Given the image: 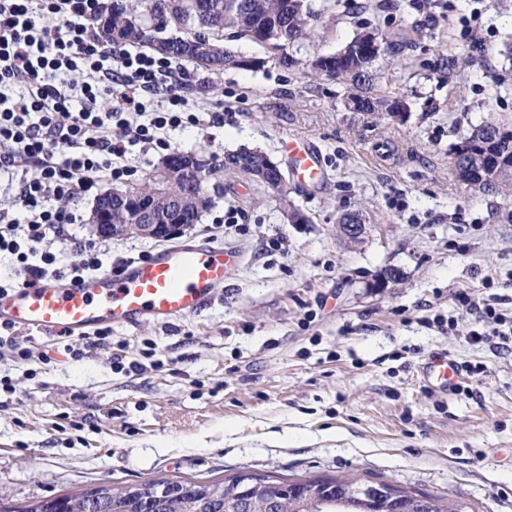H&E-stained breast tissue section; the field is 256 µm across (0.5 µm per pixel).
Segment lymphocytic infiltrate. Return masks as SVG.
Returning <instances> with one entry per match:
<instances>
[{"label": "lymphocytic infiltrate", "instance_id": "obj_1", "mask_svg": "<svg viewBox=\"0 0 512 512\" xmlns=\"http://www.w3.org/2000/svg\"><path fill=\"white\" fill-rule=\"evenodd\" d=\"M98 2L0 0V177L17 188L0 199V254L18 262V288L101 270L103 250L79 239L75 261L57 266L50 239L79 223L75 201L95 180L132 176L133 150H169L164 131L224 120L186 110L173 58L105 47L92 25ZM455 298L477 316L473 342L512 340V316L473 292Z\"/></svg>", "mask_w": 512, "mask_h": 512}]
</instances>
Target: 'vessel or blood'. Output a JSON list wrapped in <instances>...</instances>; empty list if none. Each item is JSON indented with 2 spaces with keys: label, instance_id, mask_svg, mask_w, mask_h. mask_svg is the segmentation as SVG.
<instances>
[{
  "label": "vessel or blood",
  "instance_id": "vessel-or-blood-1",
  "mask_svg": "<svg viewBox=\"0 0 512 512\" xmlns=\"http://www.w3.org/2000/svg\"><path fill=\"white\" fill-rule=\"evenodd\" d=\"M291 174L314 185L323 177L319 155L302 139L284 144ZM240 263L239 253L210 244L185 243L125 263L120 272L77 282L53 278L0 292V324L45 335L87 336L102 326H134L142 319L172 320L196 313ZM462 369L444 354L428 358L422 378L431 387L454 391Z\"/></svg>",
  "mask_w": 512,
  "mask_h": 512
}]
</instances>
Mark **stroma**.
<instances>
[{"label": "stroma", "mask_w": 512, "mask_h": 512, "mask_svg": "<svg viewBox=\"0 0 512 512\" xmlns=\"http://www.w3.org/2000/svg\"><path fill=\"white\" fill-rule=\"evenodd\" d=\"M314 38L297 64L247 39L258 71L207 75L182 93L224 121L168 132L172 150L224 155L257 148L288 169L283 138L321 153L320 185L289 181L287 211L248 177L225 173L224 197L187 239L236 249L241 262L196 314L112 330L109 346L16 329L29 361H0L15 388L0 397V496L31 503L103 484L159 477L221 480L240 471L288 480L345 476L512 512V352L469 341L466 290L512 314V191L456 180L455 147L481 122L512 127V0H312ZM481 14L478 39L460 19ZM392 40L380 84L409 109L394 118L345 105L339 81L305 78L298 63L357 33ZM236 222H225L228 211ZM368 226L356 242L343 214ZM399 270L385 280L387 270ZM454 318L448 329L445 318ZM444 352L463 391L425 386L419 366ZM145 361L141 373L115 362Z\"/></svg>", "instance_id": "obj_1"}]
</instances>
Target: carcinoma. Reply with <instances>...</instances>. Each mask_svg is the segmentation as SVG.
<instances>
[{"mask_svg": "<svg viewBox=\"0 0 512 512\" xmlns=\"http://www.w3.org/2000/svg\"><path fill=\"white\" fill-rule=\"evenodd\" d=\"M315 15L310 0H112L101 8L93 24L101 40L112 47L140 45L155 53L186 61L220 75L247 69L239 56L224 46V30L234 29L249 38L264 32L265 46L279 53V62L296 65L287 48L308 38ZM379 57L349 53L333 60L336 77L347 89L350 107L359 112L399 109L401 101L380 94L376 63ZM471 135L487 144V151L502 161L500 169L477 172L476 167L454 164L458 181L495 193L512 187V129L493 121L476 127ZM265 154L242 147L224 158L203 157L199 178L171 175L161 191L150 176L133 185L146 202L132 208L118 197L101 199L114 224L157 223L174 217L183 224H199L214 204L211 182L224 171L246 173L262 169ZM277 499L278 512H419L421 500L431 501L428 512H466L461 503L408 491L384 481L356 477H319L300 486L267 474L240 472L222 482L198 483L158 478L132 486L104 484L74 495L40 500L26 508L12 507L0 497V512H266Z\"/></svg>", "mask_w": 512, "mask_h": 512, "instance_id": "cac0c4a2", "label": "carcinoma"}]
</instances>
